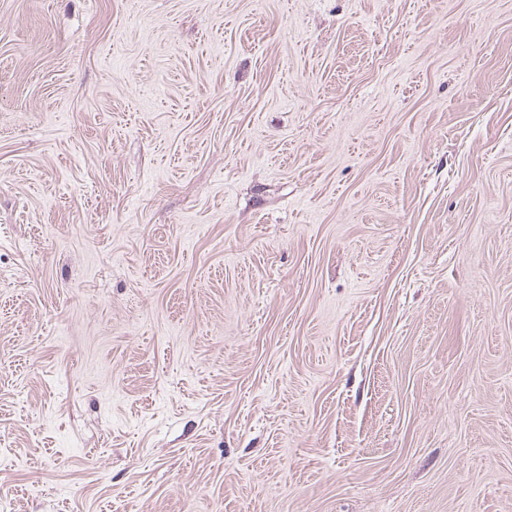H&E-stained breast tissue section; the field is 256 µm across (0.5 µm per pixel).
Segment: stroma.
<instances>
[{"label":"stroma","mask_w":512,"mask_h":512,"mask_svg":"<svg viewBox=\"0 0 512 512\" xmlns=\"http://www.w3.org/2000/svg\"><path fill=\"white\" fill-rule=\"evenodd\" d=\"M0 512H512V0H0Z\"/></svg>","instance_id":"stroma-1"}]
</instances>
